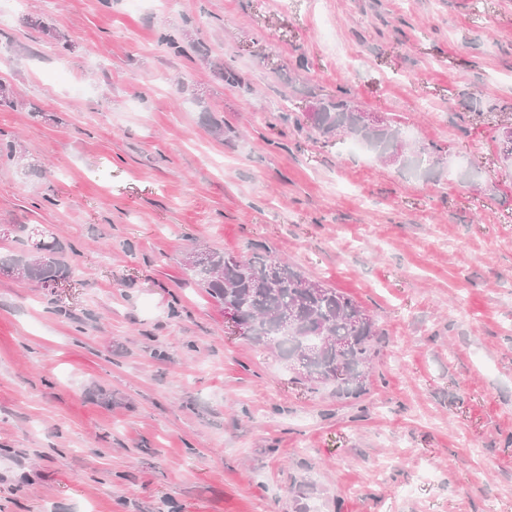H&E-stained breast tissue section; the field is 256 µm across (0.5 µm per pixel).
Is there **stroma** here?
Returning <instances> with one entry per match:
<instances>
[{
  "instance_id": "stroma-1",
  "label": "stroma",
  "mask_w": 512,
  "mask_h": 512,
  "mask_svg": "<svg viewBox=\"0 0 512 512\" xmlns=\"http://www.w3.org/2000/svg\"><path fill=\"white\" fill-rule=\"evenodd\" d=\"M0 12V254L72 268L0 273V512H512V0ZM336 94L432 176L315 135ZM261 245L375 316L359 399L296 383L183 265ZM57 250L55 244L39 241L25 255L0 256V271L48 286L58 284L69 278L70 267L57 258Z\"/></svg>"
}]
</instances>
